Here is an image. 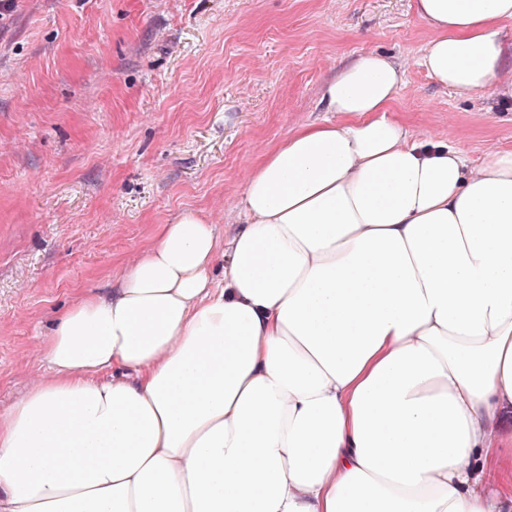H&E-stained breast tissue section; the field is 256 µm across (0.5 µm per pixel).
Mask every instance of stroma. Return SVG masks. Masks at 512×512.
I'll return each mask as SVG.
<instances>
[{
    "mask_svg": "<svg viewBox=\"0 0 512 512\" xmlns=\"http://www.w3.org/2000/svg\"><path fill=\"white\" fill-rule=\"evenodd\" d=\"M413 0H17L0 17V413L49 366L58 314L117 285L160 224L239 228L246 168L324 119V85L377 52L406 71L412 135L479 162L512 148V22L495 89L461 97L417 64Z\"/></svg>",
    "mask_w": 512,
    "mask_h": 512,
    "instance_id": "obj_1",
    "label": "stroma"
}]
</instances>
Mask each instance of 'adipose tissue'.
<instances>
[{
  "label": "adipose tissue",
  "mask_w": 512,
  "mask_h": 512,
  "mask_svg": "<svg viewBox=\"0 0 512 512\" xmlns=\"http://www.w3.org/2000/svg\"><path fill=\"white\" fill-rule=\"evenodd\" d=\"M414 11L430 78L495 85L512 0ZM404 81L341 68L252 163L223 270L187 213L59 314L0 512H512V148L409 135Z\"/></svg>",
  "instance_id": "ef3b65f1"
}]
</instances>
